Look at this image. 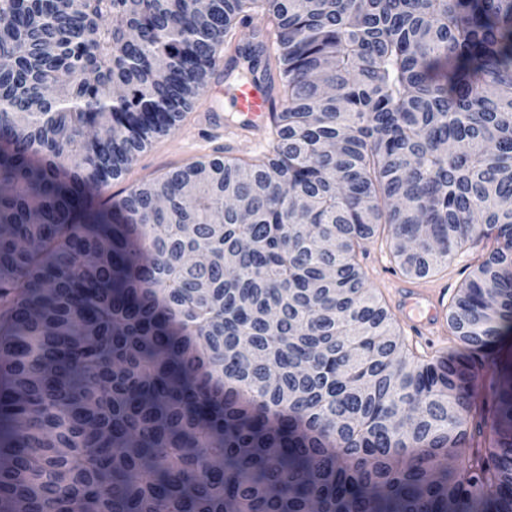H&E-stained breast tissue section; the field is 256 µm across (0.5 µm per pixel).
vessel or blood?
<instances>
[{"label": "vessel or blood", "mask_w": 512, "mask_h": 512, "mask_svg": "<svg viewBox=\"0 0 512 512\" xmlns=\"http://www.w3.org/2000/svg\"><path fill=\"white\" fill-rule=\"evenodd\" d=\"M277 106L275 93L266 82L240 85L232 96L239 127L246 131L268 125ZM392 288L394 304L404 314L405 326L411 336L421 339L440 334L448 320L442 286L399 279L393 281Z\"/></svg>", "instance_id": "1"}]
</instances>
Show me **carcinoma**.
Instances as JSON below:
<instances>
[{"label":"carcinoma","instance_id":"obj_1","mask_svg":"<svg viewBox=\"0 0 512 512\" xmlns=\"http://www.w3.org/2000/svg\"><path fill=\"white\" fill-rule=\"evenodd\" d=\"M239 27L271 150L99 201ZM0 58V512H512V0H0ZM384 230L494 240L457 351L369 294Z\"/></svg>","mask_w":512,"mask_h":512}]
</instances>
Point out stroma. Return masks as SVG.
Listing matches in <instances>:
<instances>
[{
	"instance_id": "1",
	"label": "stroma",
	"mask_w": 512,
	"mask_h": 512,
	"mask_svg": "<svg viewBox=\"0 0 512 512\" xmlns=\"http://www.w3.org/2000/svg\"><path fill=\"white\" fill-rule=\"evenodd\" d=\"M235 79L210 73L204 96L184 112L175 130L151 141L127 167L123 175L103 188L104 197L117 199L130 189L164 176L177 167H185L205 158L245 156L268 151L269 140L259 130L248 139L230 132L227 118ZM366 285L383 302H391L392 291L385 283L403 271L394 259L386 237L369 242L359 256Z\"/></svg>"
}]
</instances>
